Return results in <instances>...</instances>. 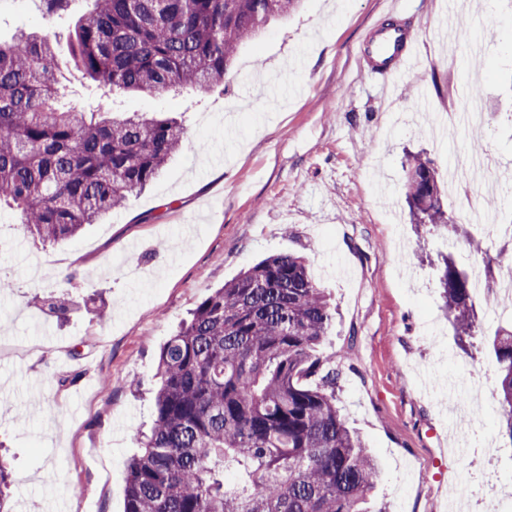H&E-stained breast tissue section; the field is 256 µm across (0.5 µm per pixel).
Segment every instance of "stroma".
<instances>
[{
  "label": "stroma",
  "instance_id": "stroma-1",
  "mask_svg": "<svg viewBox=\"0 0 512 512\" xmlns=\"http://www.w3.org/2000/svg\"><path fill=\"white\" fill-rule=\"evenodd\" d=\"M391 0H303L239 51L230 86L126 95L129 112L181 116L186 145L162 176L74 239L45 244L0 210V459L16 512H123L136 433L153 420L159 351L191 310L261 258L303 255L336 305L320 347L339 369L342 415L376 456L387 512H448V488L480 500L512 487L497 376L483 337L512 320L496 293L483 336L458 343L436 264L475 258L512 275V0H404L416 70L376 72L353 53ZM77 14L53 23L68 104L98 96L72 61ZM42 0H0V38L43 27ZM472 89L477 117L460 111ZM428 157L466 236L417 233L406 154ZM68 302L57 315L47 297ZM483 391L480 419L447 409Z\"/></svg>",
  "mask_w": 512,
  "mask_h": 512
}]
</instances>
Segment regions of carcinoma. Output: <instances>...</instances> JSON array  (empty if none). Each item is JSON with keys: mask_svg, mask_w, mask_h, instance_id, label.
Here are the masks:
<instances>
[{"mask_svg": "<svg viewBox=\"0 0 512 512\" xmlns=\"http://www.w3.org/2000/svg\"><path fill=\"white\" fill-rule=\"evenodd\" d=\"M73 0H44L49 17ZM301 0H92L71 53L112 94L207 93L233 75L241 45ZM49 30L0 41V207L43 242L72 238L124 206L184 146L175 117L60 103ZM412 223L456 234L432 162L405 159ZM460 342L480 332L471 274L439 260ZM335 307L303 257L268 256L204 298L160 349L155 419L127 465L124 512H369L379 469L336 403L318 347ZM496 402L512 441V327L489 337ZM237 473L229 487L224 473Z\"/></svg>", "mask_w": 512, "mask_h": 512, "instance_id": "cac0c4a2", "label": "carcinoma"}]
</instances>
